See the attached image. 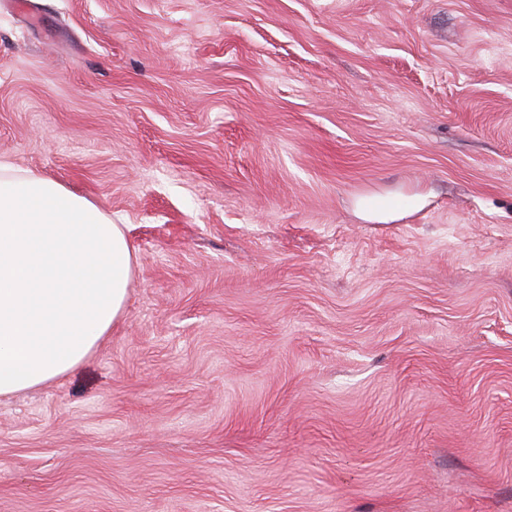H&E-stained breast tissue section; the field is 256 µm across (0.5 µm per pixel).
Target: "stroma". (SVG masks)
Segmentation results:
<instances>
[{"label": "stroma", "mask_w": 512, "mask_h": 512, "mask_svg": "<svg viewBox=\"0 0 512 512\" xmlns=\"http://www.w3.org/2000/svg\"><path fill=\"white\" fill-rule=\"evenodd\" d=\"M0 156L136 258L0 512H512V0H0Z\"/></svg>", "instance_id": "obj_1"}]
</instances>
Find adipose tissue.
<instances>
[{"mask_svg": "<svg viewBox=\"0 0 512 512\" xmlns=\"http://www.w3.org/2000/svg\"><path fill=\"white\" fill-rule=\"evenodd\" d=\"M134 261L97 206L0 157V396L94 353L122 314Z\"/></svg>", "mask_w": 512, "mask_h": 512, "instance_id": "obj_1", "label": "adipose tissue"}]
</instances>
